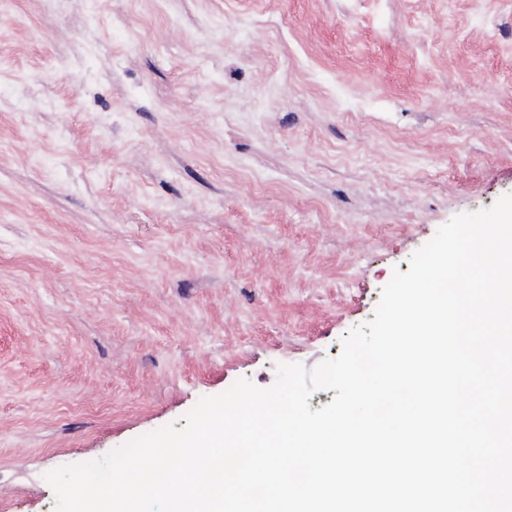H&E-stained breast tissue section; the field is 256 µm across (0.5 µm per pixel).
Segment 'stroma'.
Listing matches in <instances>:
<instances>
[{
    "label": "stroma",
    "instance_id": "35a3bbf8",
    "mask_svg": "<svg viewBox=\"0 0 512 512\" xmlns=\"http://www.w3.org/2000/svg\"><path fill=\"white\" fill-rule=\"evenodd\" d=\"M512 194V0H0V512L371 320Z\"/></svg>",
    "mask_w": 512,
    "mask_h": 512
}]
</instances>
